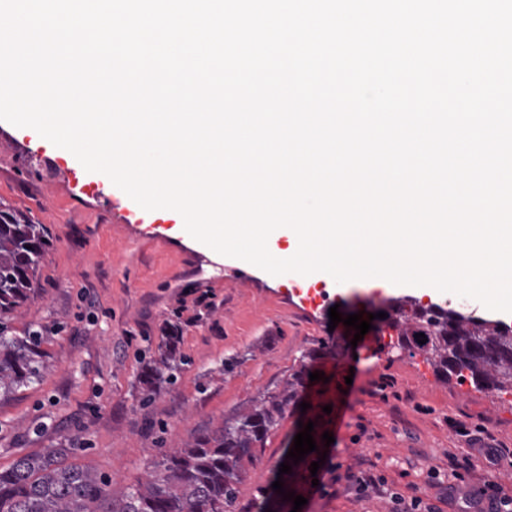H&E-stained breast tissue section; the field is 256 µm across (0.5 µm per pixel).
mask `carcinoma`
Masks as SVG:
<instances>
[{"label": "carcinoma", "instance_id": "1", "mask_svg": "<svg viewBox=\"0 0 512 512\" xmlns=\"http://www.w3.org/2000/svg\"><path fill=\"white\" fill-rule=\"evenodd\" d=\"M47 233L0 205V395L7 396L41 375L42 335L10 336L5 319L31 296L32 279L45 254ZM385 318L397 331V345L426 356L446 380L469 378L474 385L512 391V330L489 328L457 313L415 306L390 305ZM422 333L426 343L417 342ZM179 336L171 329L159 357L143 371L144 401L154 388L172 382L179 370ZM308 374L307 362L291 375L279 393L262 405L224 420L219 433L199 437L154 464L149 478L116 493L111 480L75 467H62L63 448L22 457L0 471V512H232L243 462L256 459L254 445L277 425L298 397Z\"/></svg>", "mask_w": 512, "mask_h": 512}]
</instances>
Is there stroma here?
<instances>
[{"label": "stroma", "instance_id": "obj_1", "mask_svg": "<svg viewBox=\"0 0 512 512\" xmlns=\"http://www.w3.org/2000/svg\"><path fill=\"white\" fill-rule=\"evenodd\" d=\"M0 203L44 225L50 241L34 293L9 318L13 335L41 332L45 369L0 399V471L62 448V465L93 469L117 490L136 484L175 449L281 390L314 349L323 377L307 383L302 406L285 410L246 465L234 512H258L262 502L291 512L273 477L309 421L335 441L319 470L306 462L288 476L284 490L306 500L301 512H391L393 487L459 512L461 499L448 491L456 462L471 457L470 488L487 466L474 437L499 449L498 482L512 495V394L441 378L422 354L399 349L386 323L358 341L354 328L330 322V307L373 313L420 298V288L270 275L197 241L176 217L144 210L35 130L2 120ZM172 324L181 369L144 401L139 375ZM232 357L237 365L225 372ZM350 471L387 483L358 495Z\"/></svg>", "mask_w": 512, "mask_h": 512}]
</instances>
